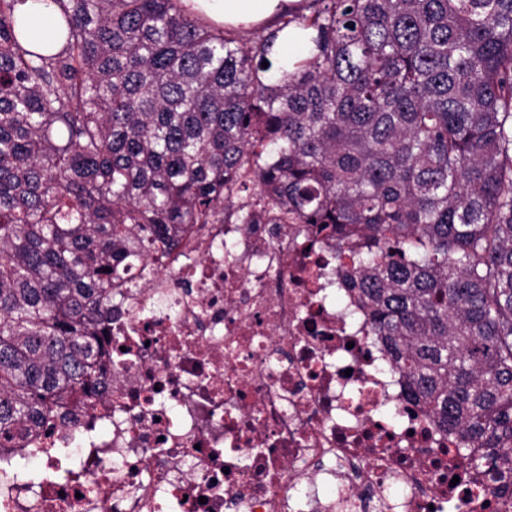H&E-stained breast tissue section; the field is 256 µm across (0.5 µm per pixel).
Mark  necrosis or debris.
Masks as SVG:
<instances>
[{"label":"necrosis or debris","mask_w":512,"mask_h":512,"mask_svg":"<svg viewBox=\"0 0 512 512\" xmlns=\"http://www.w3.org/2000/svg\"><path fill=\"white\" fill-rule=\"evenodd\" d=\"M112 291L108 370L0 454V512H512L406 401L303 225H181Z\"/></svg>","instance_id":"necrosis-or-debris-1"}]
</instances>
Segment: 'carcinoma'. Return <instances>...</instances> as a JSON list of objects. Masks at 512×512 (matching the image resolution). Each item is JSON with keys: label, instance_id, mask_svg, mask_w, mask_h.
Here are the masks:
<instances>
[{"label": "carcinoma", "instance_id": "obj_1", "mask_svg": "<svg viewBox=\"0 0 512 512\" xmlns=\"http://www.w3.org/2000/svg\"><path fill=\"white\" fill-rule=\"evenodd\" d=\"M0 0V448L96 388L112 260L141 232L318 224L408 400L512 472V0ZM308 56L266 76L279 34ZM268 67H262V62ZM18 18L27 26L34 39H48L51 36L52 19L49 9H46L43 4L28 0L24 5L20 6ZM299 0H183L193 10L205 14L210 20L228 27H247L271 21L288 3ZM242 30V31H249Z\"/></svg>", "mask_w": 512, "mask_h": 512}]
</instances>
